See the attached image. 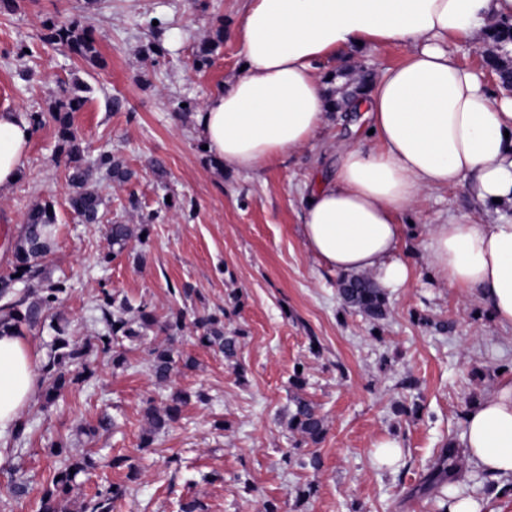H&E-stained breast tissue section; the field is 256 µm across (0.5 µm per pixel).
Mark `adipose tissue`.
I'll return each instance as SVG.
<instances>
[{
  "label": "adipose tissue",
  "instance_id": "1",
  "mask_svg": "<svg viewBox=\"0 0 512 512\" xmlns=\"http://www.w3.org/2000/svg\"><path fill=\"white\" fill-rule=\"evenodd\" d=\"M512 20V0H247L235 30L244 70L208 96L193 133L224 167L251 170L314 141L330 103L319 66L358 44L407 46L358 103L373 144H341L333 176L308 188L301 234L331 270L368 272L386 287L411 277L398 258L399 217L427 191L459 187L483 205L512 209V97L494 95L449 53L487 26ZM33 139L23 113L0 112V196L21 177ZM426 262L449 287L477 294L512 328V220L451 217L423 241ZM41 354L24 333L0 330V435L17 426L41 384ZM466 459L512 487V377L464 418Z\"/></svg>",
  "mask_w": 512,
  "mask_h": 512
}]
</instances>
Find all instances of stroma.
<instances>
[{
    "label": "stroma",
    "instance_id": "35a3bbf8",
    "mask_svg": "<svg viewBox=\"0 0 512 512\" xmlns=\"http://www.w3.org/2000/svg\"><path fill=\"white\" fill-rule=\"evenodd\" d=\"M244 7L245 0H18L0 12V112L43 115L22 178L0 197V276L13 267L29 209L53 202L58 238L45 269L65 292L52 314L67 322L74 343L93 348L90 378L51 407L35 397L26 412L27 440L11 445L0 465V512H36L59 464L51 448L62 440L95 462L62 512H80L98 487L122 482L129 490L115 512H175L186 497L207 512H257L267 501L280 512H439L441 501L416 491L428 462L448 439L462 440L468 408L512 376V329L498 325L477 295L436 280L421 243L429 225L451 216L489 223L494 211L457 187L426 194L400 219L406 231L398 255L413 274L387 289V312L373 320L342 304L338 272L307 250L301 234L305 183L334 171L342 141L372 144L366 130L351 131L355 113H329L314 142L252 171L224 168L190 137L193 116L175 114L176 103L204 101L237 74L243 57L235 30ZM53 14L93 29L102 65L45 41L43 22ZM152 19L157 27H149ZM219 33L224 41L210 66L196 68L194 46ZM151 42L166 56L142 53ZM21 44L29 52L19 58ZM406 52L401 43L369 46L330 63L335 92L349 89L357 72L399 63ZM73 92L84 99L71 123L86 159L106 148L134 172L120 187L100 180L97 224L79 223L67 207L66 157L51 111ZM116 97L124 102L118 111ZM152 211L159 217L144 242L112 256L111 221L135 224ZM104 289L134 305L148 302L162 320L178 309L223 312L226 330L238 335L230 364L186 326L179 350L196 366L175 373L173 385L205 392L208 401H190L148 448L141 445L143 408L149 400L164 405L168 395L150 375L148 350L165 335L154 327L142 344L118 343L128 364L113 369L111 353L97 347ZM298 368L301 396L325 419L316 445L287 428L289 379ZM105 413L114 419L108 433L80 435ZM218 419L224 429H214ZM388 440L402 454L383 466L377 452ZM292 448L319 455L321 467L286 462ZM115 456L129 458L139 479L127 482V466L110 464ZM14 470L30 483L20 500L9 491ZM211 472L220 480L203 481ZM242 473L250 486L238 482ZM306 488L311 496L299 498Z\"/></svg>",
    "mask_w": 512,
    "mask_h": 512
}]
</instances>
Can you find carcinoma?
I'll list each match as a JSON object with an SVG mask.
<instances>
[{
	"instance_id": "carcinoma-1",
	"label": "carcinoma",
	"mask_w": 512,
	"mask_h": 512,
	"mask_svg": "<svg viewBox=\"0 0 512 512\" xmlns=\"http://www.w3.org/2000/svg\"><path fill=\"white\" fill-rule=\"evenodd\" d=\"M43 28L46 41L65 46L71 53L85 59L92 60L97 57L93 30L83 25L81 20L53 17L43 23ZM488 37L497 44L512 41V23L501 21L495 24L489 29ZM215 46L214 40L200 43L195 53L196 67L202 68L210 64ZM82 105V99L72 97L56 107L53 117L60 124L59 138L67 157V178L72 188L68 197V207L84 223L95 224L100 219L102 200L98 190L91 184L92 170L104 173L118 185L128 182L133 173L109 151L100 152L91 165L83 164V149L70 121V113L79 110ZM155 218L156 214L153 213L140 218L138 224H126L119 220L113 222L110 225L112 254L122 253L132 239L141 238L139 231L142 230V224ZM55 224L56 213L51 202L36 205L28 211L26 224L16 247L14 276L0 281V296L5 298L4 304L0 306V327L10 325L17 329L22 326L34 328L45 323L50 311L59 303L61 295L65 292L61 283L53 282L44 276L41 266V261L52 250ZM34 279L44 282L40 295L31 298L14 291L13 283ZM338 294L344 305L358 309L371 319H379L385 315L386 296L383 290L376 287L365 275L343 276L339 280ZM97 307L106 326V332L99 337L104 351L110 350L112 344L120 339L130 342L141 339L144 330L157 322L148 303L141 302L133 306L106 290L101 291ZM192 324L202 330L200 340L206 347L224 356L228 362L235 361L237 337L224 331V320L216 314H195ZM49 327L54 337L49 359L42 371L43 396L46 403L51 404L67 385L89 377L90 370L86 363L88 351L70 342L67 325L60 321H52ZM185 327L184 312L171 314L163 326V332L168 336V345L149 351V371L159 384L172 381L177 364H182L185 369H192L195 366L193 359L182 358L175 350V343L178 342ZM192 397L202 403L208 401L207 396L201 391L193 395L184 391H173L169 395L168 403L162 407L155 406L150 399L147 400L145 418L148 428L142 437L141 446L150 447L156 436L166 433L178 420L182 406ZM293 405L294 409L288 419L289 430L298 433L308 442L319 443L325 434L323 419L310 402L297 394L293 396ZM53 455L59 457L60 468L52 481V486L43 492L37 512H58L59 499L77 489V476L92 466L90 457L73 452V449L62 441L55 444ZM466 471L462 449L456 441L450 439L428 464L426 472L421 477L418 491L428 497L439 496L446 501L448 496L444 491L452 489ZM127 492L128 487L123 484H110L87 498L82 512H114L116 502L125 498Z\"/></svg>"
}]
</instances>
